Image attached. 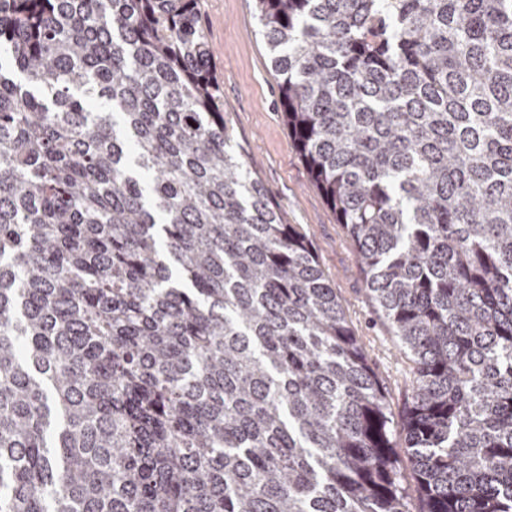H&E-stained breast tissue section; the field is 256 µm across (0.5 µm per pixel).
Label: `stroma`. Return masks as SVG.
<instances>
[{
	"label": "stroma",
	"instance_id": "1",
	"mask_svg": "<svg viewBox=\"0 0 512 512\" xmlns=\"http://www.w3.org/2000/svg\"><path fill=\"white\" fill-rule=\"evenodd\" d=\"M199 10L223 91L224 110L243 147L246 164L279 203L285 222L300 225L320 268L329 276L384 389L393 420V458L407 507L409 512H423L425 502L405 444L412 364L369 296L355 243L338 224L288 135L254 0H199Z\"/></svg>",
	"mask_w": 512,
	"mask_h": 512
}]
</instances>
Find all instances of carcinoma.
<instances>
[{
	"label": "carcinoma",
	"instance_id": "carcinoma-1",
	"mask_svg": "<svg viewBox=\"0 0 512 512\" xmlns=\"http://www.w3.org/2000/svg\"><path fill=\"white\" fill-rule=\"evenodd\" d=\"M255 9L424 512H512V0ZM391 424L198 0H0V512H408Z\"/></svg>",
	"mask_w": 512,
	"mask_h": 512
}]
</instances>
